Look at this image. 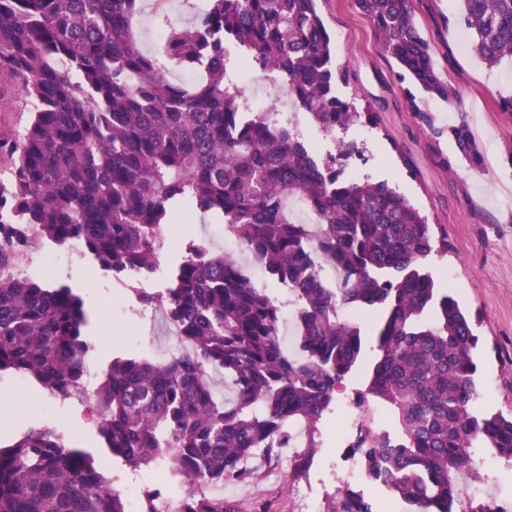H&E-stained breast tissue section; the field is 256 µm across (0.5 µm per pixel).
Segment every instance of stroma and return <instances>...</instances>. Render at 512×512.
I'll return each instance as SVG.
<instances>
[{
    "mask_svg": "<svg viewBox=\"0 0 512 512\" xmlns=\"http://www.w3.org/2000/svg\"><path fill=\"white\" fill-rule=\"evenodd\" d=\"M207 0H142L136 19L144 46L156 33V13L187 22ZM415 22L428 42L439 74L458 92L459 101H446L398 79V67L385 56L369 19L355 0H319L318 9L331 36L336 62L349 74L341 93L358 108L376 112V125L358 124L348 135L356 139L367 159L350 168L357 180L385 181L407 197L432 223L448 249L431 255L425 268L477 321L479 403L490 412H512V114L499 108L501 97L512 95V63L489 67L474 46L458 38L461 0H411ZM234 72L250 74L241 89L245 98L260 95L266 107L294 114L281 88L275 87L249 60L232 62ZM413 96H406V89ZM29 107L12 80L0 76V136L23 132ZM472 130L469 149H461L458 128ZM165 250L160 269L143 279L150 292L166 287L187 243L212 237L215 251L224 236L213 218L181 206L163 225ZM81 294L85 307L97 310L106 326V341L94 344L93 370L112 358L136 356L167 359L168 326L160 312L142 306L111 276L96 269L83 255L65 259L56 276ZM15 374L0 376V438L43 422H51L95 456L111 471L121 494L138 488L141 471L121 465L101 448L97 431L88 426L83 408L74 400L47 396L35 386L20 387ZM343 426L340 402H333L316 434L317 448L284 449L278 460L256 458L248 467L252 480L224 483L223 497L236 512H309L306 487L318 485L323 508H330L341 489L322 481L324 470L336 462V435Z\"/></svg>",
    "mask_w": 512,
    "mask_h": 512,
    "instance_id": "1",
    "label": "stroma"
}]
</instances>
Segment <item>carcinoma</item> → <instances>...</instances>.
<instances>
[{
	"label": "carcinoma",
	"instance_id": "cac0c4a2",
	"mask_svg": "<svg viewBox=\"0 0 512 512\" xmlns=\"http://www.w3.org/2000/svg\"><path fill=\"white\" fill-rule=\"evenodd\" d=\"M318 0H209L188 27L156 15L161 54L185 72L175 83L131 27L140 0H0V74L30 103L25 130L0 137V373L27 376L54 396L81 392L93 348L83 299L66 284L17 273L45 243L80 242L98 269L120 280L155 270L161 228L190 202L215 215L246 254L288 291L295 353L281 336V304L239 254L185 249L162 293L138 294L193 346L162 362L116 357L97 390L98 434L132 470L168 458L169 473L203 485L255 477L246 463L278 457L288 425L315 448L336 387L367 366L359 398L382 405L390 431L366 436L359 459L371 485L391 487L406 512H497L471 497L457 511L474 449L512 466V413L479 408L470 315L423 268L448 250L427 219L385 182L343 168L363 155L337 137L338 156L306 144L293 118L254 112L227 77L232 53L288 94L331 136L377 113L338 93ZM460 23L489 67L512 60V0H461ZM384 53L424 92L459 95L436 71L409 0H356ZM302 202L313 222L290 217ZM37 227L31 237L27 227ZM377 313V354L355 319ZM233 396L218 398L215 376ZM346 487L332 512H373ZM0 512H127L94 455L45 423L0 445ZM183 512H235L197 495Z\"/></svg>",
	"mask_w": 512,
	"mask_h": 512
}]
</instances>
